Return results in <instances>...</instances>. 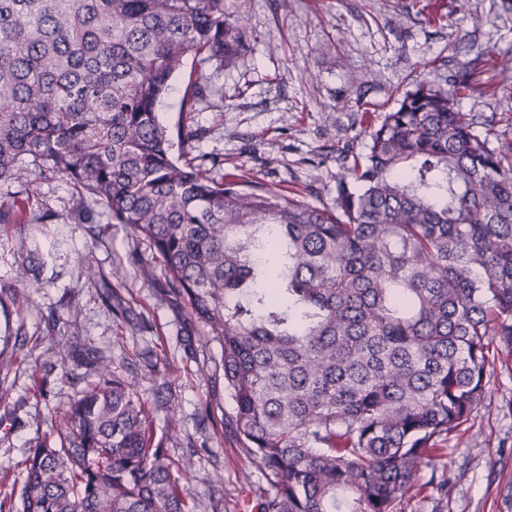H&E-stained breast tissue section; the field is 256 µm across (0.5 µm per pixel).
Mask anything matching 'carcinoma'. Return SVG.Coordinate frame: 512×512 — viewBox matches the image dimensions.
<instances>
[{
  "instance_id": "cac0c4a2",
  "label": "carcinoma",
  "mask_w": 512,
  "mask_h": 512,
  "mask_svg": "<svg viewBox=\"0 0 512 512\" xmlns=\"http://www.w3.org/2000/svg\"><path fill=\"white\" fill-rule=\"evenodd\" d=\"M224 0H0V223L60 174L142 235L222 346L224 425L269 489L257 512H396L512 352V142L461 96L484 55L418 81L330 205L218 181L156 112L184 60L233 55ZM207 88L188 82L181 111ZM178 146L184 162L172 155ZM60 338L44 365L65 358ZM31 444L0 512H194L146 402L103 359Z\"/></svg>"
}]
</instances>
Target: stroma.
<instances>
[{
	"instance_id": "obj_1",
	"label": "stroma",
	"mask_w": 512,
	"mask_h": 512,
	"mask_svg": "<svg viewBox=\"0 0 512 512\" xmlns=\"http://www.w3.org/2000/svg\"><path fill=\"white\" fill-rule=\"evenodd\" d=\"M224 10L238 21L236 54L187 61L157 107L169 131L196 129L214 178L309 187L332 203L346 157L364 152L370 125L413 81L444 84L481 52L488 63L461 108L476 131L493 128L491 147L512 141V89L498 74L512 60V0H224ZM192 76L208 97L186 114ZM37 192L22 220L0 230V476L17 480L24 448L73 401L69 376L88 375L101 356L147 401L170 458H191L181 481L195 512H250L268 484L224 427L233 402L220 343L161 287L143 237L102 211L93 226L73 223L77 197L65 177L38 181ZM34 252L43 262L35 293L20 279ZM58 337L77 351L33 395L30 375ZM487 379L481 405L442 443L436 468L447 492L418 481L401 512H512V353L491 359Z\"/></svg>"
}]
</instances>
